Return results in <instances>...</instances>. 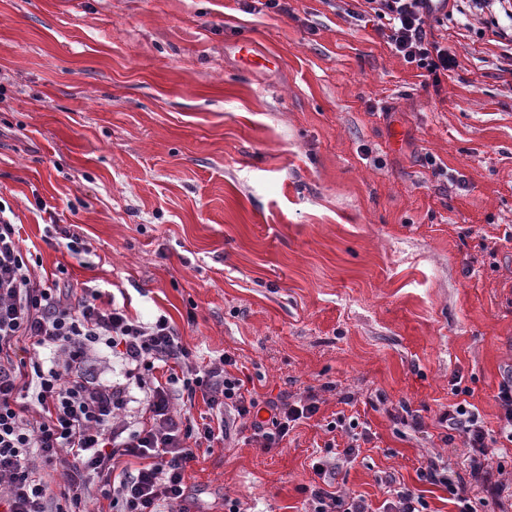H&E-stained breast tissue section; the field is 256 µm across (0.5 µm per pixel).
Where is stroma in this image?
I'll list each match as a JSON object with an SVG mask.
<instances>
[{
	"label": "stroma",
	"instance_id": "stroma-1",
	"mask_svg": "<svg viewBox=\"0 0 512 512\" xmlns=\"http://www.w3.org/2000/svg\"><path fill=\"white\" fill-rule=\"evenodd\" d=\"M243 4L0 0V203L44 275L166 316L259 398L317 394L285 447L196 449L195 512H304L340 414L371 440L337 486L454 512L417 468L468 476L437 419L463 397L498 431L512 372V19L448 0L436 87L358 0ZM238 40L279 68L244 69ZM391 499L384 504V512H427L424 498L407 487L389 489Z\"/></svg>",
	"mask_w": 512,
	"mask_h": 512
}]
</instances>
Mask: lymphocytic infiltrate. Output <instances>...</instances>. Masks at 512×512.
Returning <instances> with one entry per match:
<instances>
[{"label": "lymphocytic infiltrate", "instance_id": "obj_1", "mask_svg": "<svg viewBox=\"0 0 512 512\" xmlns=\"http://www.w3.org/2000/svg\"><path fill=\"white\" fill-rule=\"evenodd\" d=\"M358 22L386 21V39L407 63L439 80L455 61L433 30L442 25L448 0H362ZM0 204V512H49L53 493L40 474L55 466L64 477L63 499L74 512H87L92 489L111 498L117 512H190L185 471L196 448L229 441L224 418L233 410L262 450L280 447L300 421L319 411L315 395L259 400L244 381L229 373L234 356L194 365L166 317L150 324L130 317L115 302L99 303L97 294L39 275L40 259L24 249L16 226ZM105 345L121 359L124 382L100 379L95 355ZM185 368V376L152 380L161 364ZM144 393L147 421H127L130 387ZM202 398L213 413L197 422L176 409L177 399ZM496 398L502 409L497 435L485 431L468 402L449 405L438 422L462 434L470 450V480L450 468L428 462L421 480L447 488L458 512H475L470 484L501 499L512 498L504 466L490 468L487 450L497 439L512 443V373L504 377ZM329 431L343 432L345 448L326 444L312 465L313 480L300 488L305 512H371L366 500L325 488L336 464L356 459L366 431L337 418Z\"/></svg>", "mask_w": 512, "mask_h": 512}]
</instances>
